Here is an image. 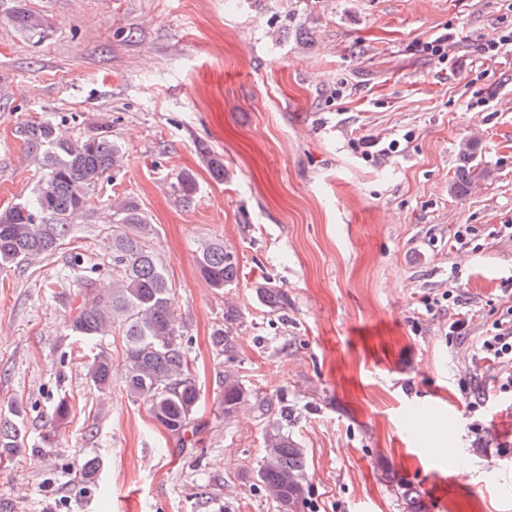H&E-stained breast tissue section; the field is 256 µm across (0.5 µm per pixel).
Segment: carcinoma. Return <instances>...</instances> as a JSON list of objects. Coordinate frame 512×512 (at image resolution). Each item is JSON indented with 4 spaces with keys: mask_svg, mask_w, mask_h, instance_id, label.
<instances>
[{
    "mask_svg": "<svg viewBox=\"0 0 512 512\" xmlns=\"http://www.w3.org/2000/svg\"><path fill=\"white\" fill-rule=\"evenodd\" d=\"M12 23L36 32L44 19L32 12L17 11ZM27 152L40 162L44 175L34 195L0 211V269L18 267L33 258L54 253L72 231L70 221L85 208L93 187L109 172L120 168L125 150L105 137L73 139L42 119L21 128ZM479 143L471 141L458 154V164L449 185L450 194H470L479 177L475 159ZM190 174L178 180L183 201L196 194ZM112 212V287H98L96 270L84 274L83 253L71 252L69 268L80 273L70 305L71 332L83 341L96 342L117 331L121 334L122 387L128 397L145 404L155 421L168 432L189 435L195 443L193 418L200 407L201 383L187 357L182 320L176 313L165 268L150 250L155 231L147 214L133 200L115 198ZM197 272L218 292L236 285L240 267L234 252L219 241L208 242L197 258ZM212 343L233 361L238 354L237 337L229 324L213 332ZM88 375L97 391L112 389L115 376L112 358L101 350L88 364ZM252 401V394L231 371H224V388L218 403L229 422ZM24 416L19 408L0 419V454L21 448ZM257 485L278 512H303L310 498L303 450L281 431L267 434L265 454L256 470Z\"/></svg>",
    "mask_w": 512,
    "mask_h": 512,
    "instance_id": "carcinoma-1",
    "label": "carcinoma"
}]
</instances>
